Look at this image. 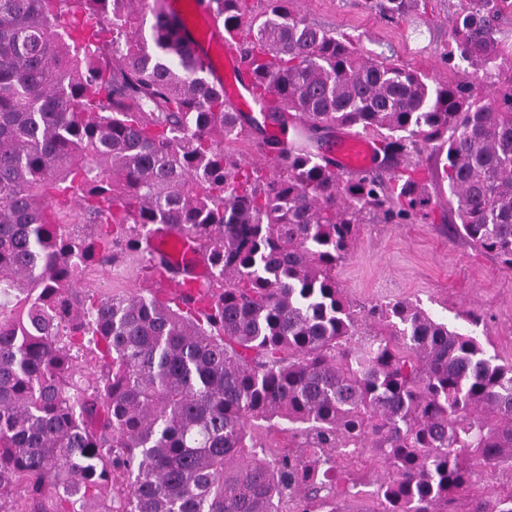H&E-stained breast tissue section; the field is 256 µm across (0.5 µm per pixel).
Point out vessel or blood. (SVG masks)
<instances>
[{
  "instance_id": "obj_1",
  "label": "vessel or blood",
  "mask_w": 512,
  "mask_h": 512,
  "mask_svg": "<svg viewBox=\"0 0 512 512\" xmlns=\"http://www.w3.org/2000/svg\"><path fill=\"white\" fill-rule=\"evenodd\" d=\"M163 10L181 49L223 84L225 98L237 110H252L246 86L237 80L238 75L244 74L245 67L238 51L225 40L209 0H193L189 6L185 5L184 0H164ZM333 159L337 169L343 171L368 169L375 163L374 148L368 139L344 132L340 135ZM172 239L173 235L169 232L156 234L150 240V247L163 255L171 265L187 269L188 275L181 280L161 277V286L179 292L199 286L207 271V263L201 252L184 241L177 249H170Z\"/></svg>"
}]
</instances>
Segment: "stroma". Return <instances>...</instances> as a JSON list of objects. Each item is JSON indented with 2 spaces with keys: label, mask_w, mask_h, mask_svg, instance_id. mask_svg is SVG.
I'll use <instances>...</instances> for the list:
<instances>
[{
  "label": "stroma",
  "mask_w": 512,
  "mask_h": 512,
  "mask_svg": "<svg viewBox=\"0 0 512 512\" xmlns=\"http://www.w3.org/2000/svg\"><path fill=\"white\" fill-rule=\"evenodd\" d=\"M460 0H430V20L416 16L391 21L369 6L368 0H296L294 7L309 21L336 36L359 40L365 52L425 73L440 83L458 74L441 55L448 46V18ZM417 167L425 173L432 199L428 219L387 224L366 216L358 225L348 257L336 267V281L356 306L406 300L421 304L434 315L455 320L474 312L482 317L476 333L490 353L512 363V269L477 249L466 239L450 236L456 223L447 196L437 189L439 161L430 152L379 158L374 173L390 178ZM144 281L135 264L119 268L92 267L82 277V288L104 295L133 292ZM512 489V467L479 470L471 486L461 492L455 512H466L470 498H496Z\"/></svg>",
  "instance_id": "1"
}]
</instances>
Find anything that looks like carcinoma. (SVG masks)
<instances>
[{"mask_svg": "<svg viewBox=\"0 0 512 512\" xmlns=\"http://www.w3.org/2000/svg\"><path fill=\"white\" fill-rule=\"evenodd\" d=\"M211 2L257 115L176 45L161 0H0V512H351L338 448L380 466L377 512H448L476 465L512 466V364L417 304L354 309L335 269L357 224L431 199L415 169L343 178L323 133L443 156L449 231L512 268V0H464L458 78L435 85L294 0ZM370 7L400 20L429 0ZM166 229L207 258L206 296L78 287L127 260L185 274L146 249ZM264 424L288 447L258 443ZM468 512H512V490Z\"/></svg>", "mask_w": 512, "mask_h": 512, "instance_id": "cac0c4a2", "label": "carcinoma"}]
</instances>
